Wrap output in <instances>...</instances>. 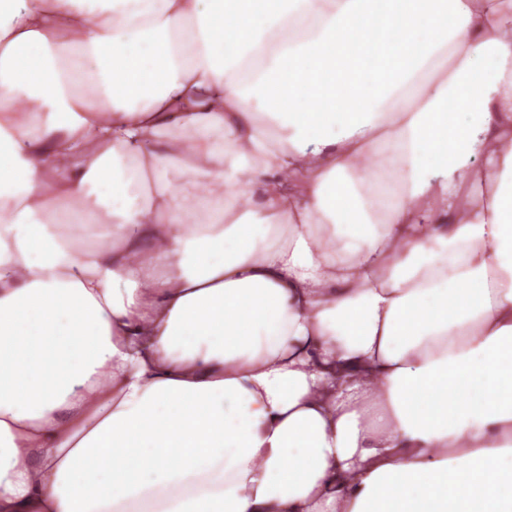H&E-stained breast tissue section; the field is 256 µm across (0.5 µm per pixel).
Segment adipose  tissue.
I'll return each instance as SVG.
<instances>
[{"mask_svg": "<svg viewBox=\"0 0 512 512\" xmlns=\"http://www.w3.org/2000/svg\"><path fill=\"white\" fill-rule=\"evenodd\" d=\"M387 2L0 0V512H512V0Z\"/></svg>", "mask_w": 512, "mask_h": 512, "instance_id": "1", "label": "adipose tissue"}]
</instances>
